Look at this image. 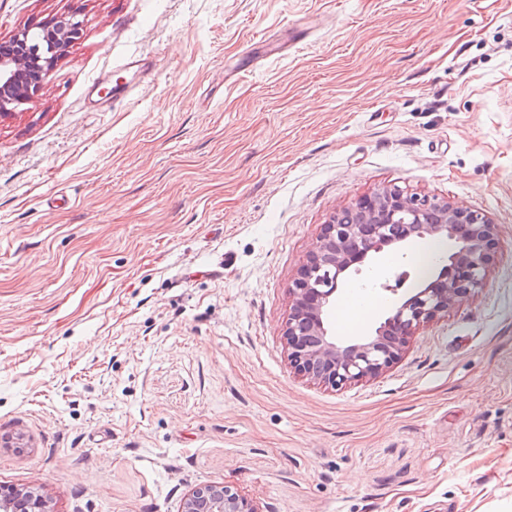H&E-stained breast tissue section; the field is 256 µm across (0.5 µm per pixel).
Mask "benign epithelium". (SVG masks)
I'll return each mask as SVG.
<instances>
[{
    "instance_id": "1",
    "label": "benign epithelium",
    "mask_w": 512,
    "mask_h": 512,
    "mask_svg": "<svg viewBox=\"0 0 512 512\" xmlns=\"http://www.w3.org/2000/svg\"><path fill=\"white\" fill-rule=\"evenodd\" d=\"M43 39L22 32L0 43V115L25 102L49 80L55 58L80 39L83 21L62 14L41 26ZM498 225L488 216L434 197L384 188L344 209L326 225L300 267L290 293L291 312L283 336L288 358L302 375L332 387L379 375L400 355L423 324L468 298L486 284L495 256ZM449 239L456 249L439 273L415 293L398 295L387 280L395 265L381 262L414 239ZM379 260L375 285L395 296L388 317L373 331L352 340L336 338L328 315L350 268ZM0 512H49L32 490H0ZM184 512H258L248 499L221 483L195 488Z\"/></svg>"
}]
</instances>
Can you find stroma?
<instances>
[{
	"mask_svg": "<svg viewBox=\"0 0 512 512\" xmlns=\"http://www.w3.org/2000/svg\"><path fill=\"white\" fill-rule=\"evenodd\" d=\"M68 12L82 37L0 117V488L512 512V0H0V40ZM393 186L497 224L486 286L376 377H303L292 282Z\"/></svg>",
	"mask_w": 512,
	"mask_h": 512,
	"instance_id": "1",
	"label": "stroma"
}]
</instances>
